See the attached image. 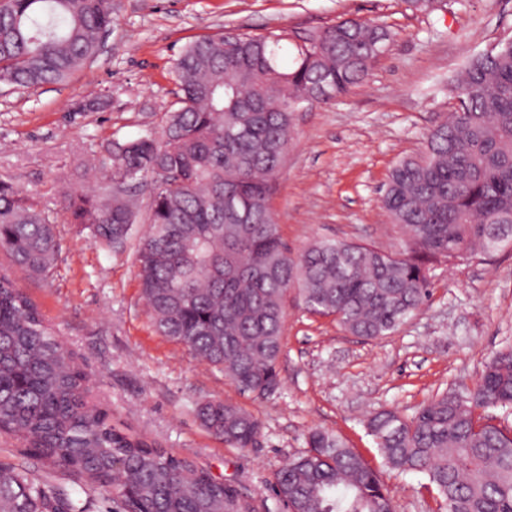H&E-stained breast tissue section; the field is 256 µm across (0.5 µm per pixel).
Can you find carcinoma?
<instances>
[{
  "mask_svg": "<svg viewBox=\"0 0 512 512\" xmlns=\"http://www.w3.org/2000/svg\"><path fill=\"white\" fill-rule=\"evenodd\" d=\"M112 0H0V83L34 90L97 58L112 31ZM393 39L368 21L342 20L294 45L286 35H213L186 44L173 66L178 99L162 125L92 151L78 166L92 192L59 182L62 208L0 180V250L45 281L55 225L78 224L103 248L148 225L138 250L141 294L156 332L224 372L238 390L274 393L288 297L334 316L354 336L394 332L429 297L428 265L512 246V45L470 59L454 85L458 107L427 135L425 152L391 170L382 205L409 252L316 240L293 257L272 208L288 159L293 113L281 100L326 103L361 84ZM149 189L141 207L116 183ZM247 222L225 218L224 196ZM512 410V347L472 387L442 393L411 416L369 418L383 466L427 476L443 512H512V432L479 409ZM201 425L238 448L260 422L221 401L194 405ZM41 458L108 483L120 512H250L237 491L196 461L125 434L91 397L86 373L37 306L0 272V432ZM307 451L279 468L271 490L288 512H395L381 471L336 434L313 429ZM84 512L27 473L0 466V512Z\"/></svg>",
  "mask_w": 512,
  "mask_h": 512,
  "instance_id": "1",
  "label": "carcinoma"
}]
</instances>
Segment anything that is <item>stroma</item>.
Segmentation results:
<instances>
[{
    "label": "stroma",
    "instance_id": "35a3bbf8",
    "mask_svg": "<svg viewBox=\"0 0 512 512\" xmlns=\"http://www.w3.org/2000/svg\"><path fill=\"white\" fill-rule=\"evenodd\" d=\"M113 25L100 57L66 83L34 92L0 87V179L61 207L59 180L93 187L77 155L112 138L134 139L159 124L174 101L180 48L215 34L287 33L300 39L348 18L395 35L365 81L327 104L296 113L288 162L273 210L291 255L335 239L404 250L381 204L402 158L421 153L429 131L458 106L454 82L475 56L512 41V0H439L432 12L406 0H112ZM54 277L9 273L82 363L97 402L124 433L190 457L237 489L253 512H285L270 490L276 469L303 452L308 432L339 435L371 466L381 458L365 422L382 410L412 415L437 393L472 386L492 356L512 346V248L431 264L428 300L390 335L364 340L332 317L288 301L281 383L265 398L240 393L222 371L155 333L138 280L137 241L112 251L76 224L57 227ZM207 400L236 404L261 423L254 444L226 445L196 420ZM0 464L77 495L86 512H113L110 485H82L25 442L0 434ZM383 478L397 512H438L421 473Z\"/></svg>",
    "mask_w": 512,
    "mask_h": 512
}]
</instances>
